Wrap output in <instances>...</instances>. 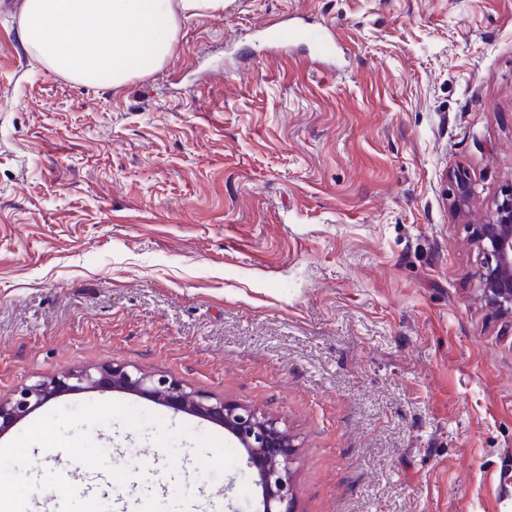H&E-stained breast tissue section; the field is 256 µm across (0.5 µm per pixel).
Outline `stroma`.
I'll list each match as a JSON object with an SVG mask.
<instances>
[{
	"label": "stroma",
	"instance_id": "1",
	"mask_svg": "<svg viewBox=\"0 0 512 512\" xmlns=\"http://www.w3.org/2000/svg\"><path fill=\"white\" fill-rule=\"evenodd\" d=\"M0 11V396L112 363L277 418L294 512H512V324L477 296L450 209L512 182V0H225L157 71L112 89L42 65ZM337 39L270 54L256 28ZM237 462L175 471L153 429L93 439L133 512H259ZM165 483L153 491L155 480Z\"/></svg>",
	"mask_w": 512,
	"mask_h": 512
}]
</instances>
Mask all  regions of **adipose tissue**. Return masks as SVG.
I'll return each mask as SVG.
<instances>
[{
  "instance_id": "ef3b65f1",
  "label": "adipose tissue",
  "mask_w": 512,
  "mask_h": 512,
  "mask_svg": "<svg viewBox=\"0 0 512 512\" xmlns=\"http://www.w3.org/2000/svg\"><path fill=\"white\" fill-rule=\"evenodd\" d=\"M223 8L224 0H24L19 34L53 71L118 88L168 58L181 21Z\"/></svg>"
}]
</instances>
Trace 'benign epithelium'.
I'll return each instance as SVG.
<instances>
[{"label":"benign epithelium","mask_w":512,"mask_h":512,"mask_svg":"<svg viewBox=\"0 0 512 512\" xmlns=\"http://www.w3.org/2000/svg\"><path fill=\"white\" fill-rule=\"evenodd\" d=\"M478 182L465 167L449 177L448 200L456 215L469 217L470 241L480 256L474 273L481 301L499 316L512 318V183L503 185L491 208L471 213ZM123 389L154 398L168 407L224 424L248 453L263 491L262 512H293L289 464L296 445L278 419L253 408L189 391L177 381L112 364L67 370L49 380L25 385L0 399V431L65 393L88 389Z\"/></svg>","instance_id":"benign-epithelium-1"}]
</instances>
